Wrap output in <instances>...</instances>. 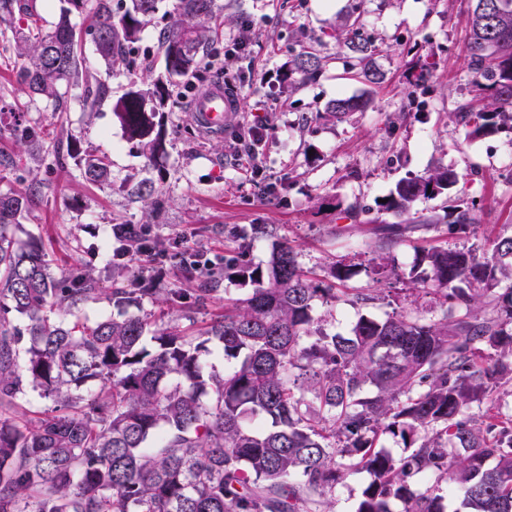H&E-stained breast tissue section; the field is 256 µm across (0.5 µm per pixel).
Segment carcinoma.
<instances>
[{"mask_svg":"<svg viewBox=\"0 0 512 512\" xmlns=\"http://www.w3.org/2000/svg\"><path fill=\"white\" fill-rule=\"evenodd\" d=\"M96 53L132 76L131 54L160 0H60L54 28L16 0H0L24 59L21 82L64 111L69 89L84 84L92 106L108 86L82 71L83 38L71 16L87 11ZM468 69L472 101L454 113L474 138L512 132V0H473ZM217 0H178L159 50L166 80L128 83L112 105L127 139L153 160L166 152L160 121L174 106V80L189 73L204 83L211 50L223 37ZM331 36L370 84L375 51L357 22L333 25ZM322 57L303 50L282 71L293 94L321 72ZM367 100L338 97L328 107L338 122ZM20 142L39 145L38 126H15ZM75 153L82 177L112 182L105 156L72 151L58 141V162ZM444 195L451 233L476 223L475 203L457 173L437 166L400 181L379 207L401 218L376 227L382 273L385 250L414 229V205ZM34 204L23 191L0 192V512H333L336 485L365 471L371 481L355 512H512V415L496 412L512 392V235L480 257L466 247H431L409 273L413 289L435 299L438 317L394 312L359 317L346 334L314 325L315 301L367 304L377 296L348 292L351 264L341 258L323 278L304 271L295 249L273 247L264 265L224 256V277L250 288L224 304V314L168 331L122 315L92 323L76 310L106 301L137 306L157 289L134 274L101 288L78 271L50 269L41 239L20 242L19 219ZM112 265L127 266L147 249L137 224H120ZM230 367L208 368L210 347ZM35 392L53 407L16 411ZM402 440L399 457L378 449L381 437Z\"/></svg>","mask_w":512,"mask_h":512,"instance_id":"carcinoma-1","label":"carcinoma"}]
</instances>
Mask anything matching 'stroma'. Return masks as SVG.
Listing matches in <instances>:
<instances>
[{
    "instance_id": "stroma-1",
    "label": "stroma",
    "mask_w": 512,
    "mask_h": 512,
    "mask_svg": "<svg viewBox=\"0 0 512 512\" xmlns=\"http://www.w3.org/2000/svg\"><path fill=\"white\" fill-rule=\"evenodd\" d=\"M224 38L241 30L250 34L246 58L217 50L214 69L223 82L244 83L239 100L243 114L258 112L269 134L250 163L237 142L239 125L209 135L199 130L189 109L190 94L176 90V104L162 123L166 155L150 164L129 141L112 112V100L124 92L128 78L122 66L107 68L92 41L83 46L82 66L105 81L110 98L94 107L68 99L64 113L53 112L44 100L29 96L18 77L22 61L14 49H0V192L35 187L37 198L25 220L24 232L41 238L53 268L88 271L103 287L124 282L126 270L106 262L116 224H141L150 241L166 251L224 267V256L251 238L248 258L266 263L273 243L294 247L305 270L322 274L339 257L355 265L346 285L373 295L400 290L404 310L424 315L430 299L408 292V274L420 250L433 246H471L483 251L497 235H512V133L480 138L467 136L452 119L469 101L467 67L469 0H223ZM360 10L362 31L375 41L369 65L381 80L365 83L354 75L351 52L329 37L332 23ZM421 47V58L407 56L408 46ZM315 47L325 67L315 81L294 95L282 93L279 73L296 53ZM430 79L413 82L421 63ZM364 97V111L339 123L327 107L336 97ZM42 127L45 147L65 137L84 150L107 155L112 183L85 181L74 161H34V146L18 144L8 135L15 122ZM442 165L458 173L480 211L474 228L464 236L447 225L420 227L395 244L394 267L375 278L368 261L378 250L375 229L394 223L380 211L379 199L395 184ZM153 184L165 201L154 218L139 198V183ZM356 218H347L349 210ZM269 225L272 236L252 239L251 227ZM212 290L204 305L190 313L161 312L155 300L144 312L163 314L165 323L185 324L187 317L205 321L223 312L225 298L247 290L234 282L207 280ZM382 303L353 306L344 302L315 304L314 317L331 332H347L359 317L384 318Z\"/></svg>"
}]
</instances>
